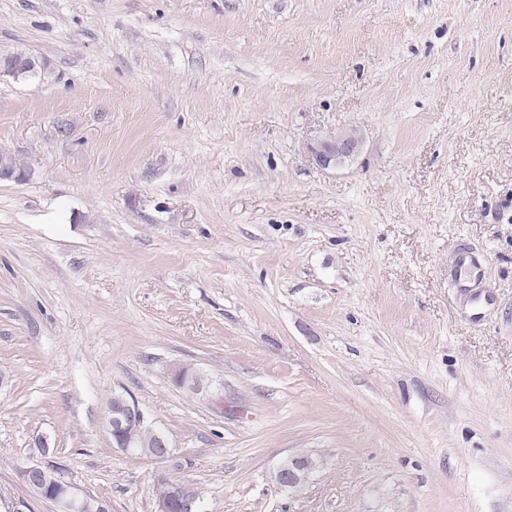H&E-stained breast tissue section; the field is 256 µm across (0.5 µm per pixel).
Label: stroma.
Listing matches in <instances>:
<instances>
[{
    "instance_id": "obj_1",
    "label": "stroma",
    "mask_w": 512,
    "mask_h": 512,
    "mask_svg": "<svg viewBox=\"0 0 512 512\" xmlns=\"http://www.w3.org/2000/svg\"><path fill=\"white\" fill-rule=\"evenodd\" d=\"M1 48L0 512L39 435L112 512H512V0H0ZM38 60L23 52L0 51V76L18 79L21 75L37 69ZM359 139L354 131L328 134L308 145L310 157L321 168H336L351 161L359 149ZM169 371L173 377L180 378L184 381V388L186 381L191 382V380L194 379L192 387L197 391V393L205 392L208 395L213 394V389L210 388L211 384L209 382L205 383V377L199 370L184 364H175L170 367ZM106 428L112 437L113 447L124 453H132L136 448L137 450L133 454L152 457L153 448H156L155 452L158 457H155V459L159 461L167 460L172 454L169 440L152 427L138 401L132 396L125 397L122 395L114 409L112 408V402L109 404ZM126 429L128 437L116 438L118 432ZM144 433L154 436L155 440L152 448H140L138 446ZM310 469L309 465L287 460L278 470L277 485L283 489L296 490L306 480ZM156 481L168 487V496L159 497L156 499V512H171L172 501L178 500L181 503L183 512H197L200 511L199 497H187L182 491V486L179 482L172 480L165 475H159ZM179 506H175L172 512H182Z\"/></svg>"
}]
</instances>
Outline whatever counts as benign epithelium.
<instances>
[{
  "label": "benign epithelium",
  "instance_id": "benign-epithelium-1",
  "mask_svg": "<svg viewBox=\"0 0 512 512\" xmlns=\"http://www.w3.org/2000/svg\"><path fill=\"white\" fill-rule=\"evenodd\" d=\"M38 60L23 52L0 51V76L14 79L37 69ZM359 139L355 132L328 134L317 138L308 145L310 157L321 168H336L351 161L359 149ZM170 374L183 381H193L192 387L199 393L213 394L211 384L205 381L203 374L184 364L170 367ZM106 428L112 437L113 447L124 453L133 452L138 447L140 438L148 433L154 436L153 447L157 460L165 461L172 449L169 440L152 427L145 412L133 397H121L116 408L108 409ZM39 457L22 469L21 477L26 487L37 496L49 501L53 512H111L109 502L87 491L75 479L68 476L63 465L50 457L47 437L35 439ZM309 466L296 460L283 463L277 475V485L283 489L295 490L306 480ZM157 482L168 487V496L156 499V512H171L172 501L178 500L182 512H199L200 502L197 497H187L179 482L164 475L157 477Z\"/></svg>",
  "mask_w": 512,
  "mask_h": 512
}]
</instances>
